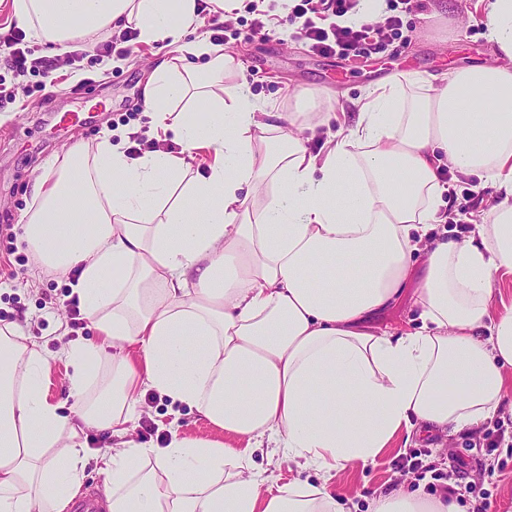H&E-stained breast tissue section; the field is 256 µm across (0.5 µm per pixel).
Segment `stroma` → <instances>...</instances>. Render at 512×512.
Here are the masks:
<instances>
[{
	"label": "stroma",
	"instance_id": "35a3bbf8",
	"mask_svg": "<svg viewBox=\"0 0 512 512\" xmlns=\"http://www.w3.org/2000/svg\"><path fill=\"white\" fill-rule=\"evenodd\" d=\"M264 8L270 17L268 29L255 34L247 6L239 7L224 51L236 59L239 81L266 112L294 111L296 94L304 92L314 98L318 115L354 113L367 90L393 78L401 68L414 67L416 75L438 86L456 69L495 61L494 48L485 37L483 0H425L423 11L404 17L401 36L392 39L384 53L347 58L310 51L300 34V21L287 20L282 0H265ZM8 54L0 46V85L18 90L15 100L0 99V225L10 227L9 236L0 235V325H16L46 351L51 370L44 389L50 400L62 401L69 368L59 350L70 340L94 339L95 333L86 325L71 329L64 310L45 305L47 298L63 297L68 279L37 271L20 236L34 177L56 153L78 142L94 147L104 131L116 136L134 129L148 134L143 89L150 72L178 51L173 46L139 43L104 70L96 59V46L91 45L81 68L61 66L54 85L43 91L38 88L39 75L15 76ZM94 104L99 115L92 126L58 128L62 112ZM374 324L395 335L419 328L414 282L406 283ZM508 420L512 421V405L506 403L495 420L450 437L435 435L408 444L403 436H395L373 462L350 465L329 485L356 504L357 512H368L370 493L399 485L428 490L432 478L415 476L408 465L409 458L418 455L440 472L457 468L466 473L465 485L455 495L461 512H473L485 494L492 501L491 512H512V438L499 437L497 431L498 423ZM174 422L186 437H224L223 431L197 414L147 393L139 398L134 438L147 448L163 446Z\"/></svg>",
	"mask_w": 512,
	"mask_h": 512
}]
</instances>
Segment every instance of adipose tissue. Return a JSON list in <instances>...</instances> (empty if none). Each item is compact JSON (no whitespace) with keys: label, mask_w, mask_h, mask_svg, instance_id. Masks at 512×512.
Instances as JSON below:
<instances>
[{"label":"adipose tissue","mask_w":512,"mask_h":512,"mask_svg":"<svg viewBox=\"0 0 512 512\" xmlns=\"http://www.w3.org/2000/svg\"><path fill=\"white\" fill-rule=\"evenodd\" d=\"M197 7L12 2L51 55L130 27L185 53L144 89L153 132L178 152L131 158L106 136L92 150L71 146L34 180L21 237L40 271L79 269L72 291L96 337L61 350L67 406L42 391L43 349L0 326V512H66L90 465L108 512H346L326 484L255 473L254 453L270 442L328 475L374 460L402 429L478 427L507 399L512 307L494 312L493 298L498 275L512 273V0L486 4L499 64L457 70L439 88L392 78L317 153L293 114L260 111L232 83L231 55L184 43L201 24ZM445 165L501 196L477 238L435 233L447 220ZM412 276L420 328L368 330ZM141 389L244 447L175 427L165 446L142 447L131 427ZM88 429L111 436L91 456L76 442ZM370 512L459 506L398 487L372 496Z\"/></svg>","instance_id":"1"}]
</instances>
